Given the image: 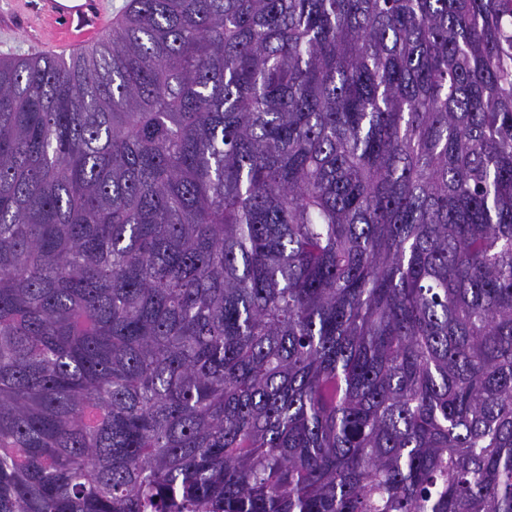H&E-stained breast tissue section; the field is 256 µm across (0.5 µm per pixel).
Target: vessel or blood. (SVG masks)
<instances>
[{"label": "vessel or blood", "instance_id": "obj_1", "mask_svg": "<svg viewBox=\"0 0 512 512\" xmlns=\"http://www.w3.org/2000/svg\"><path fill=\"white\" fill-rule=\"evenodd\" d=\"M105 0H39V18L60 24L64 35L57 42L64 51L78 49L87 38L111 29L113 17L103 9Z\"/></svg>", "mask_w": 512, "mask_h": 512}]
</instances>
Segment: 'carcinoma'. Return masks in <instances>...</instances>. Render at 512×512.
<instances>
[{"instance_id": "1", "label": "carcinoma", "mask_w": 512, "mask_h": 512, "mask_svg": "<svg viewBox=\"0 0 512 512\" xmlns=\"http://www.w3.org/2000/svg\"><path fill=\"white\" fill-rule=\"evenodd\" d=\"M0 512H512V0L0 59Z\"/></svg>"}]
</instances>
